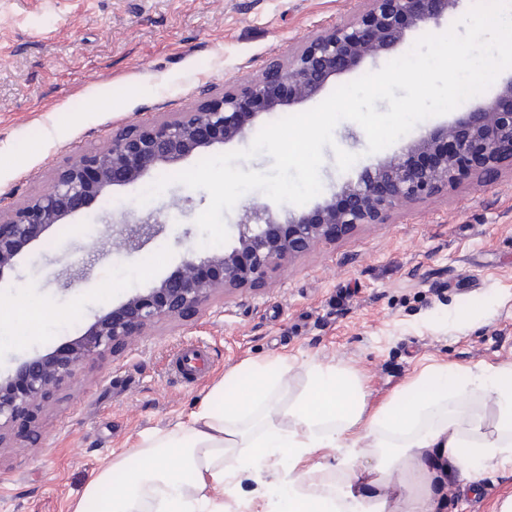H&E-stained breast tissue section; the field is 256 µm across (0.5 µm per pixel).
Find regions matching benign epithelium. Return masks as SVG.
<instances>
[{"mask_svg": "<svg viewBox=\"0 0 512 512\" xmlns=\"http://www.w3.org/2000/svg\"><path fill=\"white\" fill-rule=\"evenodd\" d=\"M352 19L308 39L286 59H270L256 78L205 100L172 120L135 124L112 144L62 169L51 188L19 208L0 210V283L22 248L107 193L171 167L210 147L231 142L258 118L312 99L336 77L401 45L407 33L451 16L464 0H364ZM512 164V76L496 93L450 124L434 127L405 149L336 184L313 211L288 217V235L268 208L247 213L237 244L222 254L185 252L180 269L145 294L129 296L95 319L81 338L24 362L0 379V448L11 447L10 427L78 377L83 364L116 352L163 320H185L219 294L265 288L268 273L365 224H382L393 210ZM162 228L159 221L127 224L123 239L136 250Z\"/></svg>", "mask_w": 512, "mask_h": 512, "instance_id": "1", "label": "benign epithelium"}]
</instances>
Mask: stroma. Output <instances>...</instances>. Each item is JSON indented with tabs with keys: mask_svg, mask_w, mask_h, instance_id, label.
Here are the masks:
<instances>
[{
	"mask_svg": "<svg viewBox=\"0 0 512 512\" xmlns=\"http://www.w3.org/2000/svg\"><path fill=\"white\" fill-rule=\"evenodd\" d=\"M361 0H0V207L50 188L80 156L108 147L126 126L196 108L202 89L222 93L288 57L311 36L350 20ZM368 153L362 127L340 121L324 148L322 195L368 165L401 152L441 121ZM357 154L348 169L335 149ZM161 176L116 185L26 246L0 283V376L74 342L96 315L145 293L181 263V240L199 255L197 217L210 196ZM157 215L164 230L126 254L120 231ZM203 346L209 369L180 380L182 351ZM335 364L362 383L375 410L443 365L464 371L512 364V168L473 176L393 210L270 272L259 291L218 295L199 318L164 321L122 352L85 362L32 420L11 427L0 450V512H73L87 483L117 459L142 464L144 435L189 422L203 395L251 362ZM512 470L477 483L454 474L439 512H499Z\"/></svg>",
	"mask_w": 512,
	"mask_h": 512,
	"instance_id": "stroma-1",
	"label": "stroma"
}]
</instances>
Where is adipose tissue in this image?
Returning a JSON list of instances; mask_svg holds the SVG:
<instances>
[{
    "label": "adipose tissue",
    "instance_id": "ef3b65f1",
    "mask_svg": "<svg viewBox=\"0 0 512 512\" xmlns=\"http://www.w3.org/2000/svg\"><path fill=\"white\" fill-rule=\"evenodd\" d=\"M293 371L285 361L252 364L254 384L238 396L214 385L190 424L143 437L142 469L116 485L124 463L112 462L74 512H224V492L243 476L276 512H436L435 489L453 471L473 482L512 466L511 365L464 384L442 366L371 414L359 382L336 366L305 367V388L280 404ZM320 449L328 461L300 469ZM283 455L285 468L274 463Z\"/></svg>",
    "mask_w": 512,
    "mask_h": 512
}]
</instances>
